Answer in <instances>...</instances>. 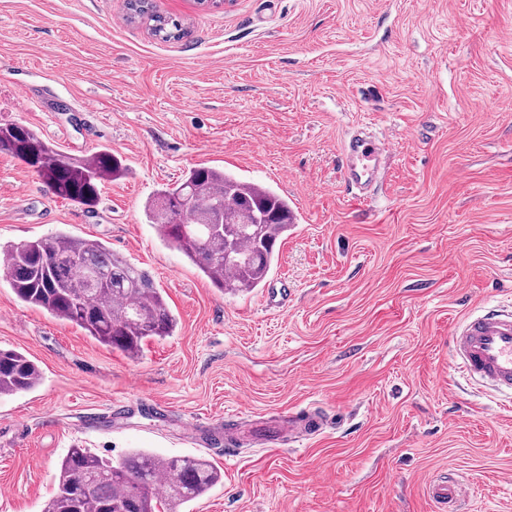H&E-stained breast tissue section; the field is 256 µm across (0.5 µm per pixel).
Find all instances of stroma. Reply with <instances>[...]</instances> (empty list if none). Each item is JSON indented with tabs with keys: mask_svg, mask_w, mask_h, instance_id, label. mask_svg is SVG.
Listing matches in <instances>:
<instances>
[{
	"mask_svg": "<svg viewBox=\"0 0 512 512\" xmlns=\"http://www.w3.org/2000/svg\"><path fill=\"white\" fill-rule=\"evenodd\" d=\"M163 41L123 0H0V125L128 168L86 208L0 153V243L99 241L161 288L178 326L138 358L21 302L0 274V349L41 385L0 397V512H42L69 448L203 457L221 483L171 512H512V402L466 381L450 331L512 307V0H155ZM51 83L57 100H24ZM357 127L393 154L356 200L339 150ZM204 165L273 188L295 227L264 289L223 294L149 223L158 190ZM125 413L113 419L110 408ZM321 435L267 445L299 410ZM235 427L240 452L224 454ZM153 8H154V12L157 15L155 18L152 17L151 21L157 22V23L161 24V26L155 27L152 29L149 28L152 36H154L158 39H161L163 41L179 39L181 32L183 31L181 23L179 21H176V20L166 16V15L157 13L155 11L154 6H153ZM462 479L463 477L456 469L448 468L447 477L429 480L426 484V493L432 501L443 506V511H462V505L465 502L464 496L469 490Z\"/></svg>",
	"mask_w": 512,
	"mask_h": 512,
	"instance_id": "1",
	"label": "stroma"
}]
</instances>
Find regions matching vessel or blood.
I'll use <instances>...</instances> for the list:
<instances>
[{
	"label": "vessel or blood",
	"mask_w": 512,
	"mask_h": 512,
	"mask_svg": "<svg viewBox=\"0 0 512 512\" xmlns=\"http://www.w3.org/2000/svg\"><path fill=\"white\" fill-rule=\"evenodd\" d=\"M392 148L386 138L358 130L343 140L340 147L343 181L364 197L375 181L382 159ZM451 357L469 379L485 384L492 392L512 396V313L499 309L473 314L455 325L451 333ZM326 418L308 413L305 419L289 417L282 428L290 439L299 441L323 433ZM467 486L456 469L447 477L430 479L428 497L440 503L445 512H461Z\"/></svg>",
	"instance_id": "b4317fda"
}]
</instances>
